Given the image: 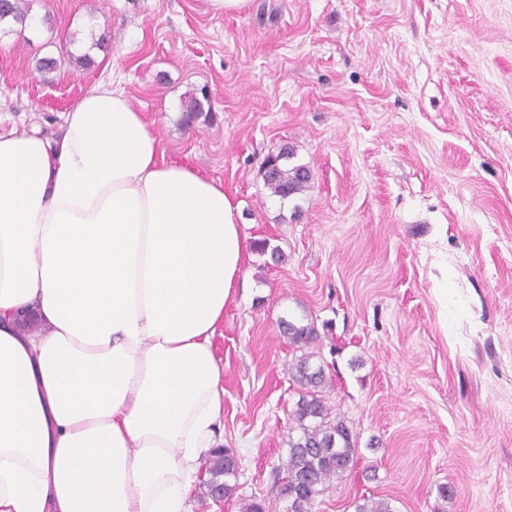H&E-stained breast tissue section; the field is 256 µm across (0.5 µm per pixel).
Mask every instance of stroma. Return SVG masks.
I'll list each match as a JSON object with an SVG mask.
<instances>
[{"label":"stroma","mask_w":512,"mask_h":512,"mask_svg":"<svg viewBox=\"0 0 512 512\" xmlns=\"http://www.w3.org/2000/svg\"><path fill=\"white\" fill-rule=\"evenodd\" d=\"M36 27L0 39V133L56 137L93 86L123 90L166 160L238 202L250 253L213 338L224 367L236 493L193 512H286L293 352L310 318L334 366L332 413L353 422L354 472L312 512H512V0H28ZM109 32L83 68L45 71ZM209 110L181 123L188 94ZM309 166L286 202L260 174L282 144Z\"/></svg>","instance_id":"1"}]
</instances>
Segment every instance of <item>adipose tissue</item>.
<instances>
[{
  "instance_id": "obj_1",
  "label": "adipose tissue",
  "mask_w": 512,
  "mask_h": 512,
  "mask_svg": "<svg viewBox=\"0 0 512 512\" xmlns=\"http://www.w3.org/2000/svg\"><path fill=\"white\" fill-rule=\"evenodd\" d=\"M240 220L110 86L57 137L0 133V512H191L219 445L212 338Z\"/></svg>"
}]
</instances>
